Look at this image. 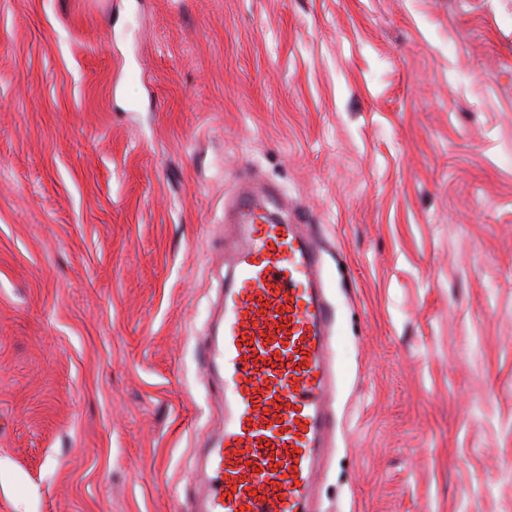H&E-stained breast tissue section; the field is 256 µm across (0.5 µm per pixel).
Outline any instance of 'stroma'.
<instances>
[{"instance_id":"stroma-1","label":"stroma","mask_w":512,"mask_h":512,"mask_svg":"<svg viewBox=\"0 0 512 512\" xmlns=\"http://www.w3.org/2000/svg\"><path fill=\"white\" fill-rule=\"evenodd\" d=\"M250 176L336 310L314 512H512V0H0V512H179Z\"/></svg>"}]
</instances>
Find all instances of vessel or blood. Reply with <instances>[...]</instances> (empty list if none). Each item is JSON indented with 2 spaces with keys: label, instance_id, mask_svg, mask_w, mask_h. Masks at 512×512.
<instances>
[{
  "label": "vessel or blood",
  "instance_id": "obj_1",
  "mask_svg": "<svg viewBox=\"0 0 512 512\" xmlns=\"http://www.w3.org/2000/svg\"><path fill=\"white\" fill-rule=\"evenodd\" d=\"M233 214L242 243L201 346L224 421L198 450L186 512H309L336 394L334 310L299 224L249 189Z\"/></svg>",
  "mask_w": 512,
  "mask_h": 512
}]
</instances>
